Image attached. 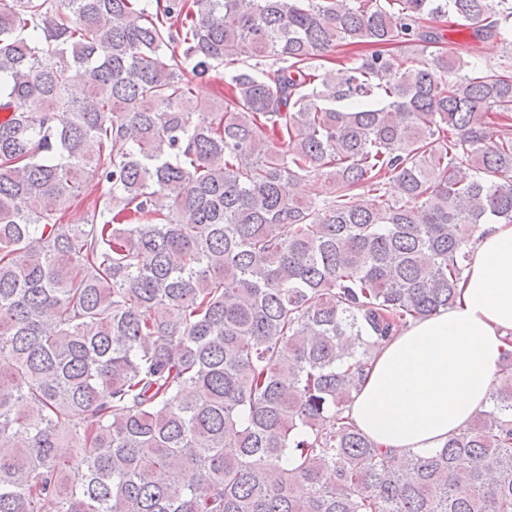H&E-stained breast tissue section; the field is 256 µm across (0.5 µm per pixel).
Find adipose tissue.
I'll use <instances>...</instances> for the list:
<instances>
[{
  "label": "adipose tissue",
  "mask_w": 512,
  "mask_h": 512,
  "mask_svg": "<svg viewBox=\"0 0 512 512\" xmlns=\"http://www.w3.org/2000/svg\"><path fill=\"white\" fill-rule=\"evenodd\" d=\"M451 307L382 343L345 414L378 447H443L488 406L512 351V224L483 225Z\"/></svg>",
  "instance_id": "1"
}]
</instances>
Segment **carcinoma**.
<instances>
[{
    "mask_svg": "<svg viewBox=\"0 0 512 512\" xmlns=\"http://www.w3.org/2000/svg\"><path fill=\"white\" fill-rule=\"evenodd\" d=\"M445 16L512 37V0H0V512H512V353L442 448L344 415L512 223V62ZM229 77L224 75V66L215 67L208 74L198 79L194 92V105L198 112H211L224 101V94L229 90Z\"/></svg>",
    "mask_w": 512,
    "mask_h": 512,
    "instance_id": "obj_1",
    "label": "carcinoma"
}]
</instances>
